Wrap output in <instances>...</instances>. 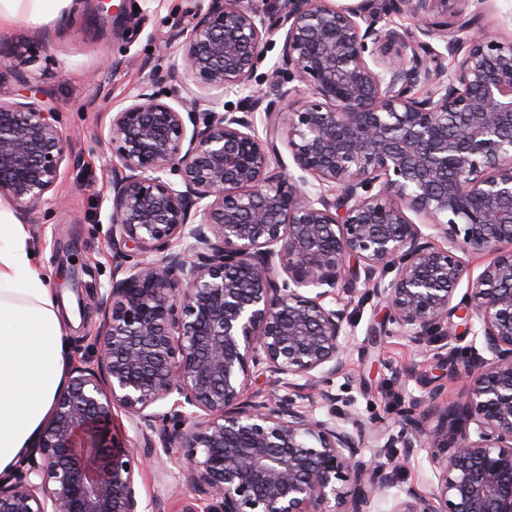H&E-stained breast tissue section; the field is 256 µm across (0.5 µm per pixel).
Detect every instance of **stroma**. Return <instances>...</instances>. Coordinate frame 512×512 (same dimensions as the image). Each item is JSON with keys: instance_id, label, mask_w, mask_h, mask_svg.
<instances>
[{"instance_id": "obj_1", "label": "stroma", "mask_w": 512, "mask_h": 512, "mask_svg": "<svg viewBox=\"0 0 512 512\" xmlns=\"http://www.w3.org/2000/svg\"><path fill=\"white\" fill-rule=\"evenodd\" d=\"M211 0H124L120 28L104 22L102 30L87 24L86 0H73L58 18L41 25L19 22L0 30V49L23 45L31 63L22 69L0 68V94L10 98L34 86L45 108L57 112L71 153L63 162L59 196L48 197L38 208L22 212L38 264L55 276L58 241L73 244L71 256L83 283L88 284L87 315H80L73 292H63L69 310L66 337L75 359L94 360V342L102 319L101 301L112 282V242L109 238V181L112 176L108 129L112 116L127 106L131 96L156 84L182 62L179 37L190 31L196 16ZM466 15L502 35L512 34V0H467ZM281 55L280 45L269 47L251 82L243 90L217 93L218 110L239 108L250 95L268 85ZM347 307L349 351L345 372L333 377L332 404L314 402L321 420L333 419L350 427L352 420L388 427L390 434L409 429L411 408H426L430 392L442 389L456 397L466 387L461 376L448 373L434 355L447 346L444 336L428 335L420 343L399 336L388 322L383 302L363 292L342 295ZM116 428L143 448L147 462L139 480L142 498L166 495L165 512H181L179 490L183 458L177 451L155 452L124 413H117ZM365 458L388 464L404 461L393 487L379 496L373 512H390L408 486L429 490L437 482L427 448L405 454L403 448H384L368 442ZM164 494V493H163Z\"/></svg>"}]
</instances>
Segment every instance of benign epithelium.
Here are the masks:
<instances>
[{
    "mask_svg": "<svg viewBox=\"0 0 512 512\" xmlns=\"http://www.w3.org/2000/svg\"><path fill=\"white\" fill-rule=\"evenodd\" d=\"M462 2L283 0L266 21L242 0H212L182 66L112 116V253L129 266L112 275L97 363L72 367L33 451L0 477V512H157L158 497L139 495V449L114 432L118 409L180 451L182 485L212 512H371L400 465L365 459L366 438L409 455L446 447L450 431L437 486L409 487L391 512H512V37L475 28ZM90 11L122 16L112 0ZM404 13L415 30L378 27ZM276 36L266 90L239 116L211 108V92L248 84ZM68 153L39 91L0 96V198L32 209L58 194ZM462 253L493 260L472 279ZM345 280L415 342L481 324L490 358L464 364L448 344L467 391L448 402L436 390L410 433L356 420L350 431L317 419L308 395L253 386L299 376L333 400L349 320L325 300ZM57 287L85 312L66 262Z\"/></svg>",
    "mask_w": 512,
    "mask_h": 512,
    "instance_id": "7a95c632",
    "label": "benign epithelium"
}]
</instances>
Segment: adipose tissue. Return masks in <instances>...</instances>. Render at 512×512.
<instances>
[{"label": "adipose tissue", "mask_w": 512, "mask_h": 512, "mask_svg": "<svg viewBox=\"0 0 512 512\" xmlns=\"http://www.w3.org/2000/svg\"><path fill=\"white\" fill-rule=\"evenodd\" d=\"M71 0H0V25L40 23ZM30 235L0 205V474L28 455L72 364L65 303L31 257Z\"/></svg>", "instance_id": "adipose-tissue-1"}]
</instances>
